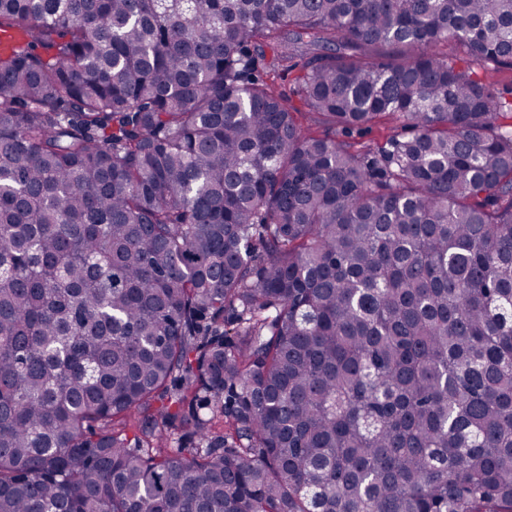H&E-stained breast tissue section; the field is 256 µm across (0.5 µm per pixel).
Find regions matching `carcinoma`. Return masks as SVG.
I'll list each match as a JSON object with an SVG mask.
<instances>
[{
    "mask_svg": "<svg viewBox=\"0 0 512 512\" xmlns=\"http://www.w3.org/2000/svg\"><path fill=\"white\" fill-rule=\"evenodd\" d=\"M7 30L0 512H512V113L448 57L512 67V0ZM307 46L323 136L265 63ZM401 131L400 123L397 121L379 124L372 127L360 135L355 134V141L361 145H376L383 142V140L392 132Z\"/></svg>",
    "mask_w": 512,
    "mask_h": 512,
    "instance_id": "cac0c4a2",
    "label": "carcinoma"
}]
</instances>
